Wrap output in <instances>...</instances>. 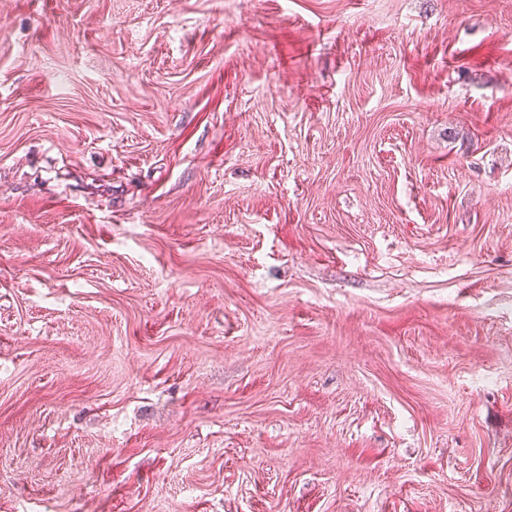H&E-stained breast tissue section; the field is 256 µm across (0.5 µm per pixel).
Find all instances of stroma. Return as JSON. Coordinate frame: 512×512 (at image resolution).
<instances>
[{
  "mask_svg": "<svg viewBox=\"0 0 512 512\" xmlns=\"http://www.w3.org/2000/svg\"><path fill=\"white\" fill-rule=\"evenodd\" d=\"M0 512H512V0H0Z\"/></svg>",
  "mask_w": 512,
  "mask_h": 512,
  "instance_id": "35a3bbf8",
  "label": "stroma"
}]
</instances>
